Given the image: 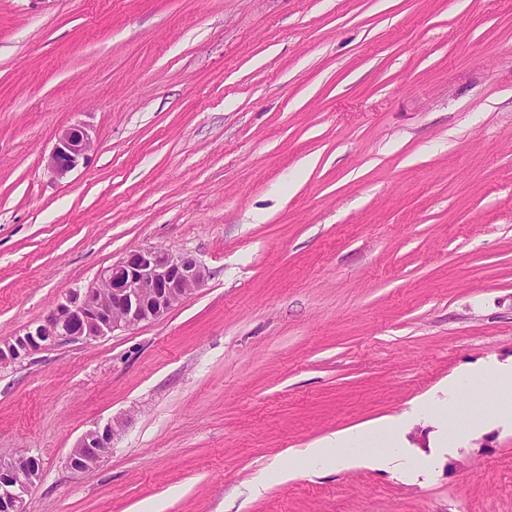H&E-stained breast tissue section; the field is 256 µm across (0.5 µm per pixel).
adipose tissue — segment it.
<instances>
[{
	"mask_svg": "<svg viewBox=\"0 0 512 512\" xmlns=\"http://www.w3.org/2000/svg\"><path fill=\"white\" fill-rule=\"evenodd\" d=\"M474 380L473 375L460 376L448 384V403L445 407L435 409L430 404H421L419 413L429 415L438 414L439 417L455 418L456 424L451 431L450 441L460 444L466 441L483 420L473 413H458L457 395L459 391L466 389ZM393 427L385 424L373 428H358L339 432L327 437L312 448L306 449L299 462L300 467L315 465L318 467L337 466L340 464L354 463L368 458L372 448L388 447L393 443Z\"/></svg>",
	"mask_w": 512,
	"mask_h": 512,
	"instance_id": "obj_1",
	"label": "adipose tissue"
}]
</instances>
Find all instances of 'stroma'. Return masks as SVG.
<instances>
[{
    "label": "stroma",
    "mask_w": 512,
    "mask_h": 512,
    "mask_svg": "<svg viewBox=\"0 0 512 512\" xmlns=\"http://www.w3.org/2000/svg\"><path fill=\"white\" fill-rule=\"evenodd\" d=\"M149 247L204 284L0 367L27 512H512V424L478 401L512 359V0H0V341ZM470 370L484 427L413 420L416 474L272 473ZM94 143L89 133L81 126L75 125L65 129L58 137L49 159L48 167L58 178H64L80 162H86ZM483 425V416L474 413H462L457 418L455 427L451 430L450 442L460 444L466 441L476 430ZM121 425V418L115 417L103 426L98 424L93 430L86 432L71 449L67 457V466L74 471L79 470L77 467L81 463L84 464L85 470L97 467L112 448L114 436ZM88 448H91L92 451L87 454Z\"/></svg>",
    "instance_id": "obj_1"
}]
</instances>
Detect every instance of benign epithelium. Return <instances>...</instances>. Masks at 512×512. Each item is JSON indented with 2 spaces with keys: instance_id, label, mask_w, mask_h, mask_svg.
Instances as JSON below:
<instances>
[{
  "instance_id": "7a95c632",
  "label": "benign epithelium",
  "mask_w": 512,
  "mask_h": 512,
  "mask_svg": "<svg viewBox=\"0 0 512 512\" xmlns=\"http://www.w3.org/2000/svg\"><path fill=\"white\" fill-rule=\"evenodd\" d=\"M94 143L89 133L75 125L58 137L49 159L52 173L63 178L89 158ZM207 271L189 253L161 248L131 249L104 268L98 282L75 290L56 304L42 321L0 343V365L20 362L35 353L67 341H91L118 329L157 320L200 287ZM122 420L115 417L85 433L71 449L67 466L91 470L112 448ZM33 456L0 457V512H27L26 497L39 479Z\"/></svg>"
}]
</instances>
